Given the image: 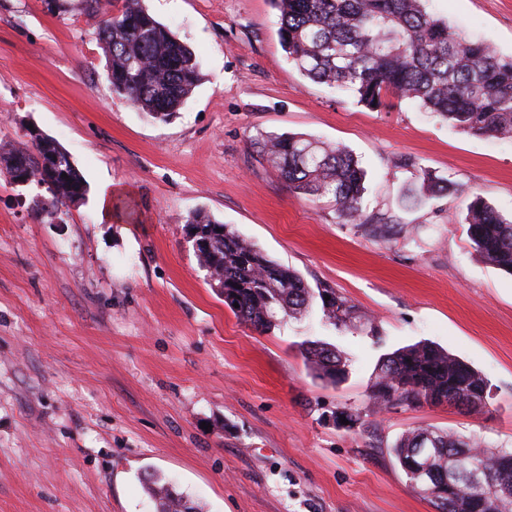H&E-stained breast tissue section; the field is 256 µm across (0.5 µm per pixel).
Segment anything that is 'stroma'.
Wrapping results in <instances>:
<instances>
[{
    "label": "stroma",
    "instance_id": "obj_1",
    "mask_svg": "<svg viewBox=\"0 0 512 512\" xmlns=\"http://www.w3.org/2000/svg\"><path fill=\"white\" fill-rule=\"evenodd\" d=\"M142 4L202 63L166 122L113 95L83 0H0V145L36 128L87 183L59 219L0 176V512H155L147 473L199 512H437L390 452L402 434L428 426L512 449V276L481 259L465 224L477 195L512 212V142L303 78L271 0ZM425 8L512 55V0ZM286 132L351 151L365 214L401 233L340 222L330 198L290 191L251 146ZM423 169L448 193L404 207ZM197 210L373 316L382 347L315 316L262 333L241 322L197 264ZM307 339L347 353L338 387L309 373ZM421 340L482 372L480 413L372 406L381 353ZM342 407L362 427L333 424Z\"/></svg>",
    "mask_w": 512,
    "mask_h": 512
}]
</instances>
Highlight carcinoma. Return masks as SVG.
Masks as SVG:
<instances>
[{
  "label": "carcinoma",
  "mask_w": 512,
  "mask_h": 512,
  "mask_svg": "<svg viewBox=\"0 0 512 512\" xmlns=\"http://www.w3.org/2000/svg\"><path fill=\"white\" fill-rule=\"evenodd\" d=\"M425 0H272L279 12V35L288 59L301 75L341 92H351L371 109L395 96L416 104L449 125L477 137L512 141V55L484 42H467L431 15ZM90 16L101 17L99 40L107 57L112 93L155 119L175 114L200 80L201 62L172 31L152 17L142 0H122L101 15V0H85ZM258 153L279 170L289 190L329 196L338 218L361 224L383 223L364 215L365 172L352 153L305 135H267ZM17 162L21 176L39 172L46 187L33 207L50 215L81 201L86 182L56 140L29 129L20 145L0 150V161ZM417 193L404 199L415 207L448 193L451 182L422 170ZM467 234L477 254L512 275V213L482 198L468 205ZM201 244L199 267L224 303L243 322L264 331L278 316L298 318L320 306L322 322L343 335L373 320L335 289H313L293 269L211 215L196 211L187 221ZM330 300H325V296ZM239 307H234V304ZM314 378L336 386L351 360L333 343L300 344ZM486 387L471 364L427 341L382 355L373 372L369 398L374 405H446L467 412L466 404ZM408 485L428 497L437 512H512V456L446 431L416 428L393 447ZM144 488L157 512H197L184 496L155 475Z\"/></svg>",
  "instance_id": "obj_1"
}]
</instances>
